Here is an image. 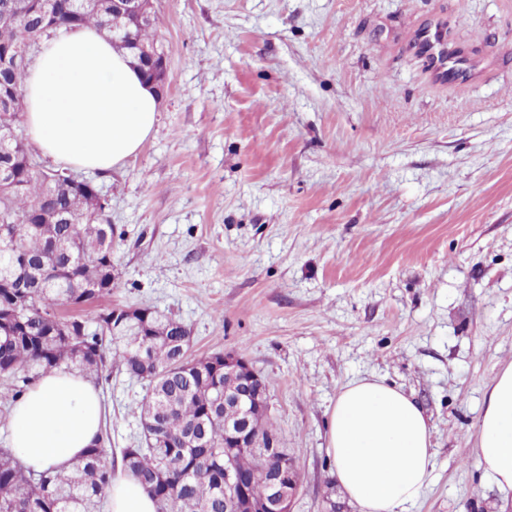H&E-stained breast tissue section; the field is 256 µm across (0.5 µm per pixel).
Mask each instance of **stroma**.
<instances>
[{
	"label": "stroma",
	"mask_w": 512,
	"mask_h": 512,
	"mask_svg": "<svg viewBox=\"0 0 512 512\" xmlns=\"http://www.w3.org/2000/svg\"><path fill=\"white\" fill-rule=\"evenodd\" d=\"M167 57L136 156L72 169L119 232L108 302L237 352L268 385L295 460L292 512H359L326 422L377 376L432 427L411 512H512L476 451L488 383L512 363V0H153ZM442 20L476 66L433 79L416 44ZM107 452L142 442L145 382L96 380Z\"/></svg>",
	"instance_id": "35a3bbf8"
}]
</instances>
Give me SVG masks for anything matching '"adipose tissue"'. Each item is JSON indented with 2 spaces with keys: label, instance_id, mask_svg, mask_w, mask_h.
Instances as JSON below:
<instances>
[{
  "label": "adipose tissue",
  "instance_id": "adipose-tissue-1",
  "mask_svg": "<svg viewBox=\"0 0 512 512\" xmlns=\"http://www.w3.org/2000/svg\"><path fill=\"white\" fill-rule=\"evenodd\" d=\"M24 129L55 163L103 172L135 155L157 119L158 97L130 57L92 27L46 41L23 81ZM97 389L75 372L41 376L12 407L11 448L37 472L71 469L100 425ZM338 485L360 512H407L431 480V426L423 408L379 377L347 384L328 424ZM478 456L501 492H512V364L488 385ZM109 512H156L140 481L116 468Z\"/></svg>",
  "mask_w": 512,
  "mask_h": 512
}]
</instances>
